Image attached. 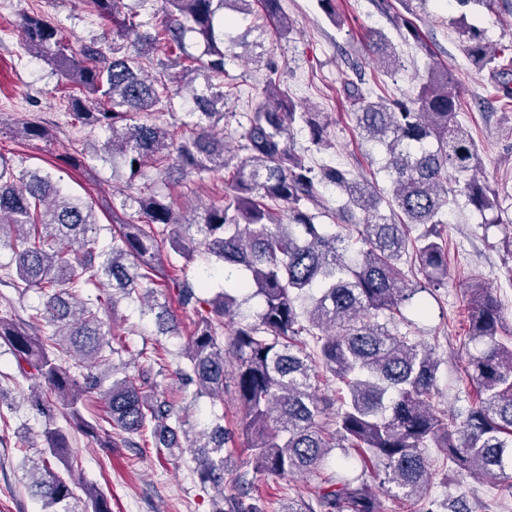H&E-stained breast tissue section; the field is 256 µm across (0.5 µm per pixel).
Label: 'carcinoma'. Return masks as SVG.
<instances>
[{
  "label": "carcinoma",
  "mask_w": 512,
  "mask_h": 512,
  "mask_svg": "<svg viewBox=\"0 0 512 512\" xmlns=\"http://www.w3.org/2000/svg\"><path fill=\"white\" fill-rule=\"evenodd\" d=\"M109 19L125 44L93 39L75 48L55 24L38 13L22 16L28 52L45 57L80 90L67 98V114L83 127L106 133L95 152L119 161L129 186L143 181L121 207L112 209V243L100 245L101 225L92 205L70 196L40 169L18 167L0 155V287L23 299L34 289L38 306L16 312L15 299L0 293V346L13 357L17 376L35 381L30 410L43 417V447L31 457L32 488L49 512H112V498L85 483L74 492L78 458L70 436L56 425L65 406L70 428L102 448L122 443L139 448L147 437L170 453H190L202 490H211V512H267L246 501L261 476L288 479L316 472L333 448H353L382 467V485L414 502L429 483L426 450L442 448L448 470L462 479H512V338L501 336L503 316L483 281L467 294L470 340L484 345L468 360L465 378L480 399L465 413L448 415L433 402L440 360L433 348L389 327L402 309L428 314L420 294L448 276V239L442 233L448 205L461 194L482 217L485 229L500 227L499 193L476 175L480 161L469 131L458 121L459 95L448 72L429 69L415 97L374 102L358 84H347L361 136L382 146L391 182V217L378 214L376 186L331 164L315 168L291 149L296 128L328 149L323 113L297 111L267 67L259 101L246 113L239 150L230 155L217 128L224 122L227 64L247 48L233 34L226 9L252 0H161L154 32H144L141 13L124 0H89ZM281 33L289 32L281 0H257ZM203 47L196 57L187 42ZM168 52L154 58L158 45ZM370 51L390 74L399 59L380 38ZM466 59L483 69L497 59L484 31L461 30ZM157 75L151 77L147 68ZM179 67L172 90L169 70ZM205 86H192L195 76ZM181 96L193 104L189 133L155 117L159 105ZM28 140L52 136L51 126L25 123ZM168 178L226 172L222 200L187 220L169 196L149 183L148 169ZM458 179L448 184V173ZM345 199L329 206L324 188ZM332 223L325 224L321 218ZM221 263L237 279L210 298L189 277L195 263ZM419 267L425 281L405 279L404 264ZM143 302L157 311L167 332L177 316L164 303L171 291L190 328L184 351L171 364L146 356L134 373L112 345L109 307L101 293ZM259 300L246 313L243 306ZM171 372L196 387L194 398L224 403L230 392L242 411L240 435L224 428V416L184 429L186 418L147 390L151 376ZM337 385L339 398L319 394L320 383ZM95 397L104 417L87 419L86 398ZM338 405L332 421L325 411ZM183 429L185 443L177 441ZM232 493L225 494L224 487ZM83 501V508L74 506ZM317 508L290 500L278 512H380L363 474L328 480Z\"/></svg>",
  "instance_id": "carcinoma-1"
}]
</instances>
